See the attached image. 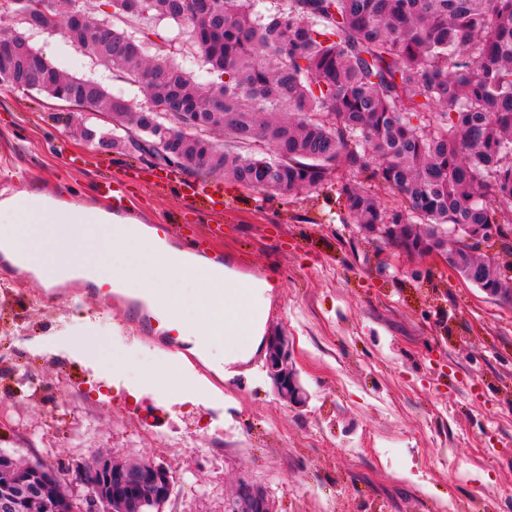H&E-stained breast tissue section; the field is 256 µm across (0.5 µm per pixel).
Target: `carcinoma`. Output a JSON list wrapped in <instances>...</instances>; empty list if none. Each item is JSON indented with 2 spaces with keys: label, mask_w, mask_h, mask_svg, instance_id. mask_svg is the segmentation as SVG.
Segmentation results:
<instances>
[{
  "label": "carcinoma",
  "mask_w": 512,
  "mask_h": 512,
  "mask_svg": "<svg viewBox=\"0 0 512 512\" xmlns=\"http://www.w3.org/2000/svg\"><path fill=\"white\" fill-rule=\"evenodd\" d=\"M118 19L187 26L176 51L146 58L136 33L105 19L112 50L94 57L139 84L137 106L99 82L58 69L19 32L0 44V72L36 81L52 99L110 115L136 112L135 146L185 170L224 174L270 195L336 183L357 224H399L390 246L419 256L447 251L466 282L512 304L489 261L466 237L499 225L512 249V0H112ZM208 75L198 81L177 56ZM178 104L181 128L163 107ZM224 113V147L209 139ZM364 173L395 196L387 210L347 177ZM464 225L456 244L448 229Z\"/></svg>",
  "instance_id": "obj_1"
}]
</instances>
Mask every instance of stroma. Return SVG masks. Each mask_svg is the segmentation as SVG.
Returning <instances> with one entry per match:
<instances>
[{"label":"stroma","mask_w":512,"mask_h":512,"mask_svg":"<svg viewBox=\"0 0 512 512\" xmlns=\"http://www.w3.org/2000/svg\"><path fill=\"white\" fill-rule=\"evenodd\" d=\"M31 39L61 70L142 101L60 36ZM70 121L43 93L0 86V189L99 202L103 181L120 182L166 243L202 239L240 278L274 281L263 331L287 336L310 401L276 396L265 352L218 382L100 297L48 304L0 273V451L163 463L162 512H224L243 478L274 512H512V304L428 259L379 260L335 189L269 198L222 181L216 214L166 186L169 168L84 143Z\"/></svg>","instance_id":"stroma-1"}]
</instances>
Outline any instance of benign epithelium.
<instances>
[{"mask_svg":"<svg viewBox=\"0 0 512 512\" xmlns=\"http://www.w3.org/2000/svg\"><path fill=\"white\" fill-rule=\"evenodd\" d=\"M65 19L57 33L64 38L72 34V27L88 21V15L78 7L60 11ZM496 225L486 224L477 237L470 239L476 253L496 263L506 276L512 275V252L503 249L495 235ZM266 369L277 394L284 400L303 407L308 393L301 385L291 363L287 337L275 333L267 339ZM12 471L17 483L0 485V512H102L103 506L112 503L122 506L120 512H136L133 504L145 492L161 504L168 502L172 492L170 471L154 461L147 463H119L113 456L94 460L88 468L71 469L68 477L75 483L86 477L93 479V492L78 507L60 506L59 487L62 485L59 462L41 461L21 463L15 458L0 454V470ZM235 498L243 500L245 512H273L265 493L253 483L243 480L238 484Z\"/></svg>","mask_w":512,"mask_h":512,"instance_id":"obj_1","label":"benign epithelium"}]
</instances>
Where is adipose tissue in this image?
I'll use <instances>...</instances> for the list:
<instances>
[{"instance_id": "adipose-tissue-1", "label": "adipose tissue", "mask_w": 512, "mask_h": 512, "mask_svg": "<svg viewBox=\"0 0 512 512\" xmlns=\"http://www.w3.org/2000/svg\"><path fill=\"white\" fill-rule=\"evenodd\" d=\"M0 239L32 248L50 270L85 269L96 287L118 281L171 301L173 311L163 317L168 327L209 348H223L227 361L252 356L262 345L268 281L245 283L227 272L222 294H215L200 267L182 264L178 253L158 247L136 219L116 214L109 205L24 186L0 199ZM116 252L126 258L118 268L107 262ZM185 280L194 283L193 291L181 289Z\"/></svg>"}]
</instances>
